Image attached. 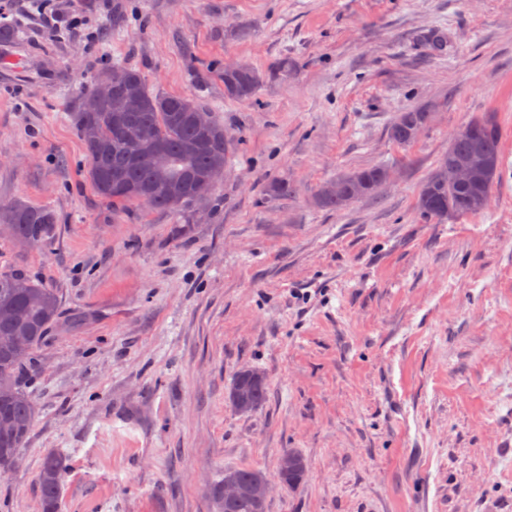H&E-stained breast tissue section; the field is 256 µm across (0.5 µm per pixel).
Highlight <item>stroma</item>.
<instances>
[{"label":"stroma","mask_w":512,"mask_h":512,"mask_svg":"<svg viewBox=\"0 0 512 512\" xmlns=\"http://www.w3.org/2000/svg\"><path fill=\"white\" fill-rule=\"evenodd\" d=\"M35 0L0 25V204L52 210L54 237L0 238V270L56 291L25 369L36 408L0 512H216L230 467L305 481L268 512H512V0ZM247 30L238 38L237 30ZM443 31V53L428 39ZM287 74L225 97V64ZM205 102L230 137L224 178L186 217L116 212L85 177L74 123L106 64ZM435 118L409 146L402 112ZM493 115L505 169L481 213L416 199L452 134ZM371 166L377 194L341 210L321 185ZM285 179L291 196L265 189ZM244 369L265 402L229 404ZM307 472V462L298 452L288 450L279 460L277 478L285 487L294 488L302 484ZM64 469L65 465L61 456L53 453L46 456L38 479L43 512L58 511Z\"/></svg>","instance_id":"1"}]
</instances>
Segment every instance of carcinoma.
<instances>
[{
	"mask_svg": "<svg viewBox=\"0 0 512 512\" xmlns=\"http://www.w3.org/2000/svg\"><path fill=\"white\" fill-rule=\"evenodd\" d=\"M122 82L108 99L84 94L75 113V125L89 160L87 178L92 188L112 207L144 204L155 210L186 215L204 206L205 199L191 194L197 180L224 177L230 142L222 124L200 100L166 95L150 90L144 75L131 66H122ZM270 74L254 67L224 69V94L249 100ZM137 98L140 109L123 110L122 102ZM204 111L206 123H197V111ZM433 120V113L412 110L401 113L390 128L392 140L406 146ZM469 137L454 135L448 153L437 161L422 184L417 207L426 216L446 219L477 213L502 174L500 132L490 117L475 118ZM471 170V181L456 184L451 170L456 166ZM388 182V169L367 167L326 184L317 193V203L339 210L349 203L369 197ZM0 224L20 246L45 243L55 231L56 216L46 208L22 202L0 205ZM59 297L22 273L0 272V467L16 464L21 447L33 426L35 407L26 392L23 367L43 344L59 316ZM267 396L264 376L252 371L237 375L229 402L238 413H249ZM65 465L57 454L46 456L40 474L43 512H58L61 480ZM307 472L304 457L292 450L279 460L277 478L285 487L302 484ZM224 480L238 485L239 493L226 503L213 486L210 495L219 512H267L269 483L261 471L233 468L224 471Z\"/></svg>",
	"mask_w": 512,
	"mask_h": 512,
	"instance_id": "1",
	"label": "carcinoma"
}]
</instances>
